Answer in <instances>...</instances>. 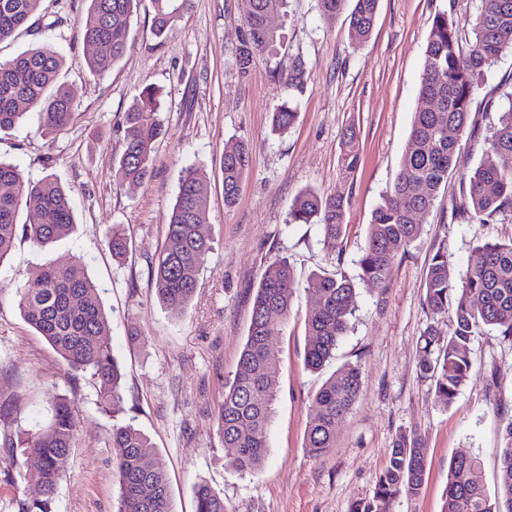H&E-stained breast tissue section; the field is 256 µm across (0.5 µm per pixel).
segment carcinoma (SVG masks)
<instances>
[{
	"mask_svg": "<svg viewBox=\"0 0 512 512\" xmlns=\"http://www.w3.org/2000/svg\"><path fill=\"white\" fill-rule=\"evenodd\" d=\"M87 12L77 21L78 37L94 48L85 58L89 70L103 75L129 48L130 18L137 0H88ZM467 21L472 37L462 46L461 23L446 12L435 15L425 48L419 105L399 172L373 211L367 239L358 260V278L375 285L386 282L398 257L422 232L414 221L434 207L442 187L457 170L461 136L471 121L472 105L497 61L512 53V0H476ZM41 0H0V43L15 36L36 16ZM155 37L171 36L188 9L189 0H151ZM379 0H354L349 36L362 43L371 36ZM288 0H250L244 34L236 51L240 78L258 59L278 55L284 34L268 28L270 15L285 11ZM65 58L48 44H38L9 60H0V132L13 130L28 113L39 117L43 135L65 130L74 115L69 89L58 83ZM162 93L146 86L123 117L124 151L113 164L114 181L142 183L151 173L156 140L162 135ZM490 111L486 148L478 163L461 176L459 202L454 210L481 224L512 209V84L502 86L498 104ZM298 112L285 104L272 112V129L283 135L293 128ZM356 135L345 142L344 164L356 169ZM252 164L243 141L224 148L220 170L224 206L233 207ZM14 188L0 193V262L21 232L37 247L47 248L75 224L70 193L55 179L23 178L16 165L0 160V185ZM346 197L315 190L298 193L288 205L291 224H319L331 255L345 234ZM29 223L18 227L20 211ZM208 215V188L202 174L187 169L180 177L163 246L150 262L149 279L158 301L173 313L184 310L195 294L201 271L211 252L203 232ZM112 255L122 257L128 242L120 229L107 233ZM295 275L285 258L270 262L256 289L251 318L233 380L225 386L217 410L219 433L227 463L241 474L261 469L267 453V431L277 398L273 369L279 359L274 324L288 318ZM309 288L316 301L306 322L305 365L322 368L333 358L337 343L349 327L355 307L356 283L343 273H315ZM426 308L433 314L451 313L448 336L429 325L422 334L420 376L431 381L435 401L450 406L471 372L468 348L484 329L512 336V240L487 241L476 247L470 272L457 285L448 270V255L437 252L424 282ZM24 321L42 336L61 358L69 383L88 374L101 381L103 407L122 411L119 389L122 373L112 355L110 325L96 285L67 266L45 264L30 273L18 291ZM362 371L348 363L329 377L313 398V417L305 447L319 459L334 446L336 423L349 412L362 388ZM49 423L22 432L10 447L23 449L39 474V493L24 503L23 512H49V504L68 462L77 435L68 399L59 395L50 407ZM500 473L497 495L489 497L481 481L477 458L457 456L448 468L442 512H512V418L501 426ZM119 474L118 512H174L164 461L148 437L131 424L112 428ZM426 472V449L421 439L399 433L385 469L378 475L374 496L353 512H388L394 499L420 495ZM195 512H225L224 498L201 480L193 486Z\"/></svg>",
	"mask_w": 512,
	"mask_h": 512,
	"instance_id": "obj_1",
	"label": "carcinoma"
}]
</instances>
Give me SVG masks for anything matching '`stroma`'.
<instances>
[{
	"instance_id": "1",
	"label": "stroma",
	"mask_w": 512,
	"mask_h": 512,
	"mask_svg": "<svg viewBox=\"0 0 512 512\" xmlns=\"http://www.w3.org/2000/svg\"><path fill=\"white\" fill-rule=\"evenodd\" d=\"M87 7V0H42L40 12L55 29L0 44L4 60L42 42L67 60L60 79L74 97L70 126L43 137L36 114H27L14 130L0 133V157L31 180L57 179L71 193L76 219L46 249L18 235L0 264V403L17 402L11 419L0 420V512H22L38 492L37 472L7 442L18 431L46 425L58 394L69 398L78 434L51 512H117L116 423L141 430L166 463L175 512H195L192 487L201 480L223 496L226 512H351L354 503L373 497L393 441L405 431L424 441L425 483L419 497L395 500L390 512H441L448 466L458 455L479 459L485 487L495 493L499 430L512 417V336L494 330L475 336L470 377L447 408L436 403L418 362L427 324L443 332L449 324L448 316L431 314L424 304L432 256L447 253L458 282L475 246L512 239L510 210L486 224L452 212L460 175L478 162L496 118L485 111V101L512 81V54L499 60L475 99L458 172L420 216V237L396 261L385 288L359 284L350 328L333 359L316 371L304 364L305 320L315 304L309 278L323 270L357 275L371 215L400 168L433 18L445 11L468 19L474 0H379L373 32L360 44L348 38L347 14L325 16L317 0H288L287 16L272 18L288 34L276 63L257 61L244 81L236 70L244 0H191L176 33L163 42L151 31V0H138L131 47L103 76L86 67L76 32ZM300 57L307 72L295 86L290 79ZM148 85L163 92L164 133L148 180L121 186L113 180V163L124 151L122 115ZM286 100L299 116L288 134L278 136L271 132V114ZM351 128L358 133L360 162L349 176L342 155ZM236 140L250 145L253 161L228 210L219 163L225 144ZM188 167L207 180L203 230L212 250L192 301L173 313L159 304L148 265L163 245ZM307 188L349 200L336 252L324 247L320 225L288 221L289 201ZM114 224L129 240L121 264L105 242ZM280 257L294 269L295 288L287 320L272 329L280 347L277 399L265 464L257 475L243 476L224 460L217 407L237 370L256 288L268 262ZM51 261L72 266L99 288L110 315L112 354L124 374L118 415L102 410L99 382L85 378L68 388L60 357L20 314L18 288ZM347 363L362 367L361 394L338 421L333 448L312 458L305 446L312 399Z\"/></svg>"
}]
</instances>
